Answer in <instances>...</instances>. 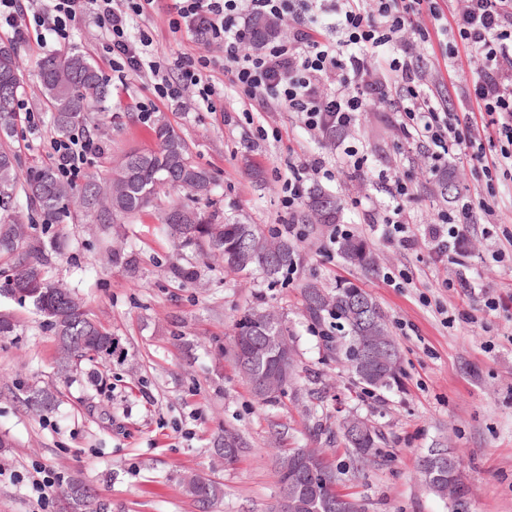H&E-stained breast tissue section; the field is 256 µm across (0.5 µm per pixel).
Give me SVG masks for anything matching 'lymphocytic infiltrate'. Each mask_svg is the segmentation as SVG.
<instances>
[{
    "mask_svg": "<svg viewBox=\"0 0 512 512\" xmlns=\"http://www.w3.org/2000/svg\"><path fill=\"white\" fill-rule=\"evenodd\" d=\"M156 2L46 0L44 7L32 9L24 0H0V25L11 28L19 42L45 32L62 44L69 42L73 24L94 11L113 75L121 81L132 73L152 78V97L139 105L143 112L154 111L160 102L180 103L189 91L212 103L208 50L216 47L224 53L225 78L256 110L283 107L325 134L350 128L377 102L395 113L394 127L403 139L424 148L429 174L443 170L456 150L477 162L486 184L512 177V0H457L449 13L443 0H345L334 25L342 33L338 39L317 31L309 16L312 0H168L170 28L190 33L205 46L172 64L149 54L147 32L130 34L134 18L149 14ZM246 9L288 19L287 38L266 43L259 53L244 52L250 31L240 17ZM434 21L449 37L441 50L446 66H455L463 50L474 61L468 98L475 110L451 107L423 88L415 50L428 42ZM98 150L90 137L57 138L51 142L52 164L61 177L72 179ZM334 177L324 158L289 161L284 208L301 205L307 181ZM387 190L394 204L384 212L382 236L406 250L425 236L437 264L463 253L472 225L496 220L495 195L460 194L418 235L405 207L414 196L412 186L397 177Z\"/></svg>",
    "mask_w": 512,
    "mask_h": 512,
    "instance_id": "obj_1",
    "label": "lymphocytic infiltrate"
}]
</instances>
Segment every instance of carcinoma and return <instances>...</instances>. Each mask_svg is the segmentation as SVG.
<instances>
[{"label":"carcinoma","mask_w":512,"mask_h":512,"mask_svg":"<svg viewBox=\"0 0 512 512\" xmlns=\"http://www.w3.org/2000/svg\"><path fill=\"white\" fill-rule=\"evenodd\" d=\"M3 70L8 71L9 79L0 80V209L5 211L0 219V249L11 254L14 262L12 272L0 287V297L28 304L45 317L59 342L61 368L101 361L112 353V333L73 292L52 281L49 254L40 240L22 232L11 213L14 201L22 195L37 204L45 224L57 223L70 204L98 224H112L119 216L131 219L154 205L165 187L206 195L211 191L212 178L193 161L182 136L165 123L154 130L155 146L123 154L112 169L111 179L104 184L89 177L76 190L58 179L53 168L44 165L20 174L7 139L16 119L14 106L23 80L16 65V49L9 43H0V72ZM39 77L43 103L52 112L55 129L62 136L84 127L88 112L105 102L109 94L96 63L76 49L45 58ZM341 210L336 196L315 188L307 197L303 220L310 224H336ZM160 221L162 232L177 246L193 247L203 255L220 258L224 268L235 273L247 275L258 270L273 279L292 268L300 252L299 243L288 239L273 241L255 224L228 220L220 223L213 214L175 202L161 210ZM337 251L352 265L366 271L374 267L372 253L358 237L338 241ZM166 273L191 283L198 279L194 267L177 262L171 263ZM359 296L366 297L368 293L353 284L338 285L332 292L313 282L302 287L307 316L318 322L332 319L343 329L336 341V354L349 362L356 354L358 337L374 326L372 322L362 326L353 319L352 304ZM272 336L285 343L291 342L292 336L285 320L274 311L253 307L235 319L232 344L238 370L247 367L260 375L275 365L277 348L270 340ZM53 400L54 393L48 388H33L28 396L29 405L36 407L47 406ZM338 433L358 465L367 462L365 449H377L382 442V435L375 428L360 437L348 435L342 427ZM287 481L288 477L278 475V497L269 512H297L284 488ZM298 485L310 504L309 512H336L331 502L343 497L336 491V483L318 486L315 476L308 473ZM186 489L202 506L221 494L219 485L209 479H193ZM65 495L69 512H97V494L90 486L75 480Z\"/></svg>","instance_id":"cac0c4a2"}]
</instances>
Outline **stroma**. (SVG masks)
<instances>
[{"label": "stroma", "instance_id": "1", "mask_svg": "<svg viewBox=\"0 0 512 512\" xmlns=\"http://www.w3.org/2000/svg\"><path fill=\"white\" fill-rule=\"evenodd\" d=\"M140 24L152 34L154 56L171 61L201 49L191 35L169 30L163 0ZM440 38L432 33L422 50L426 78L438 98L458 105L471 61L464 56L446 69ZM70 45L98 63L110 89L103 108L90 114V135L101 152L85 176L107 181L115 160L129 148L152 147L153 130L164 122L185 138L215 186L210 196L194 199L163 189L157 206L113 224L67 212L46 225L37 212L21 209L32 235L56 242L52 277L75 290L116 344L105 366L58 373L57 342L45 319L0 298V309L15 324L0 336V512H64L60 489L47 509L37 505L28 479L37 467L59 474L62 484L77 478L92 485L101 512H268L278 495L279 447L327 450L339 473L338 491L360 512H512V254L498 255V236L477 233L460 264L444 267L432 263L425 245L402 250L369 230V211L389 201L384 174L412 180L415 197L406 204L411 223H432L451 205L426 173L422 149H408L397 136L393 113L364 112L359 125L330 141L308 133L293 112L246 116L242 99L225 90L219 66L213 72L217 111H207L189 93L182 106L161 107L146 120L137 104L150 95L149 78L113 79L93 15L75 23ZM60 50L54 41L35 38L18 46L21 97L37 118L32 126L18 123L11 140L23 171L50 162L56 133L42 103L38 66ZM358 141L368 151L363 171L340 168L321 187L341 199V223L354 227L376 254L372 272L344 261L326 226L306 227L291 275L274 282L178 251L160 230V208L188 199L200 211L277 231L289 219L281 204L289 157L318 154L332 163ZM121 238L135 254L136 272L112 261ZM180 257L198 266L197 282L167 277V266ZM398 272L412 278V287L390 285L388 275ZM461 274L471 289L444 287V280ZM310 281L329 290L354 284L380 305L401 353L397 385L380 390L361 384L330 342L313 332L301 298ZM482 290L496 298L495 309L485 308ZM257 305L283 315L293 334L298 376L274 405L252 394L231 354L235 319ZM440 305L453 314L452 324H443ZM45 385L57 390L58 406L29 408L30 388ZM347 415L369 420L384 437L379 454L361 467L330 438ZM227 430L248 443L230 467L215 452ZM431 448L458 454L464 478L459 501L423 486L418 461ZM189 475L220 482L223 495L199 508L183 486Z\"/></svg>", "mask_w": 512, "mask_h": 512}]
</instances>
